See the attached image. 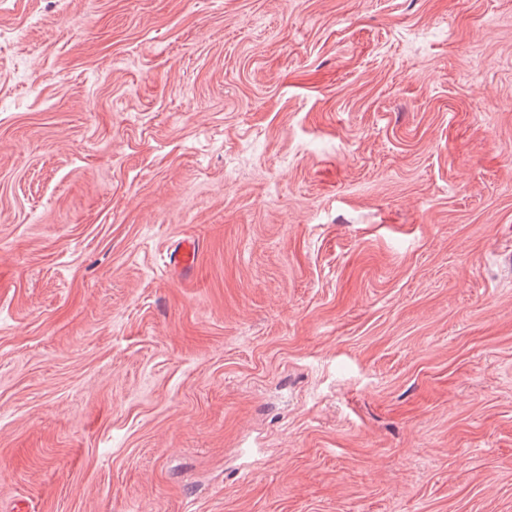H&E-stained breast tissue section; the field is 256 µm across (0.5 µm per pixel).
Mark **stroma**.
<instances>
[{
  "label": "stroma",
  "mask_w": 512,
  "mask_h": 512,
  "mask_svg": "<svg viewBox=\"0 0 512 512\" xmlns=\"http://www.w3.org/2000/svg\"><path fill=\"white\" fill-rule=\"evenodd\" d=\"M0 512H512V0H0Z\"/></svg>",
  "instance_id": "1"
}]
</instances>
